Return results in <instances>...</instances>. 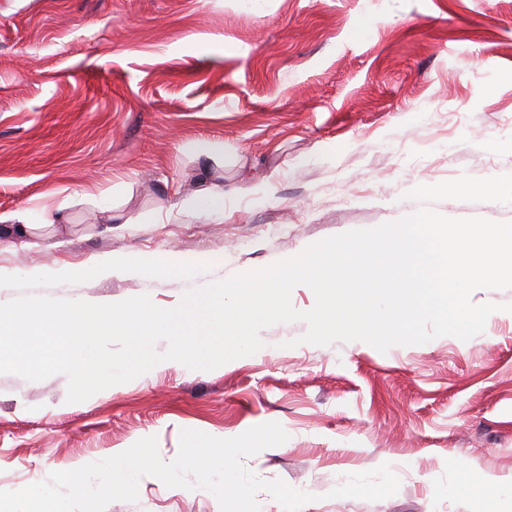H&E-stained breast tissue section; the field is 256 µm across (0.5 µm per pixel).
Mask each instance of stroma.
Wrapping results in <instances>:
<instances>
[{"label":"stroma","instance_id":"35a3bbf8","mask_svg":"<svg viewBox=\"0 0 512 512\" xmlns=\"http://www.w3.org/2000/svg\"><path fill=\"white\" fill-rule=\"evenodd\" d=\"M512 174V0H0V304L29 294L96 302L267 269L311 244L420 209L409 193ZM224 196L214 213L185 197ZM450 218L512 221V204L447 199ZM162 255L186 279L89 263ZM484 331L379 352L286 342L211 371L169 362L85 401L57 374H0V490L44 481L153 436L232 438L280 423L288 440L244 458L312 494L302 512H512V289ZM390 464L388 498H334L346 475ZM106 512H220L215 496L153 476Z\"/></svg>","mask_w":512,"mask_h":512}]
</instances>
